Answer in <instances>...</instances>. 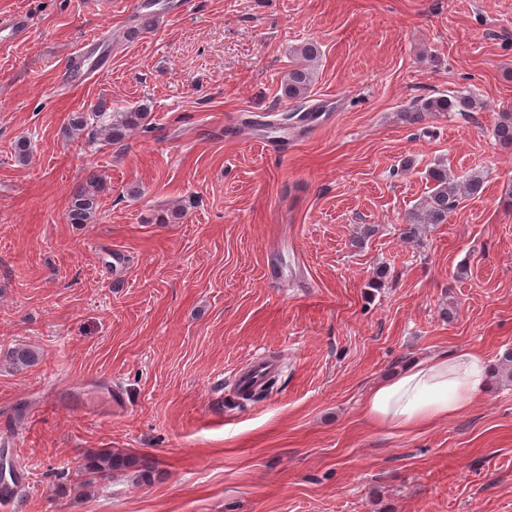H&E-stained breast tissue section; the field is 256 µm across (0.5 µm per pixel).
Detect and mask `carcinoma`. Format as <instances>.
<instances>
[{"label":"carcinoma","mask_w":512,"mask_h":512,"mask_svg":"<svg viewBox=\"0 0 512 512\" xmlns=\"http://www.w3.org/2000/svg\"><path fill=\"white\" fill-rule=\"evenodd\" d=\"M305 64L293 68L283 85V96L288 99H297L305 96L313 82L314 72L311 63L315 62L320 51L313 42H306L296 49ZM465 112L472 109V102L466 96L438 97L427 101L423 110L426 112H450L452 110ZM149 112L143 107L133 112H123L112 118V123L103 128L105 138L109 142L123 140L127 132L144 126ZM495 141L502 147H512V116L506 115L494 129ZM434 182V188L429 201L413 213L409 226L403 229V234L411 236L417 233L420 224H443L448 220V212L454 206L457 196L464 193L469 196L478 194L483 188V179L480 174L473 173L465 183L459 184L448 175V169L439 164L429 171ZM102 178L92 172L86 184L76 188L70 197L67 210V220L71 224L92 223L100 206L99 193ZM136 462V459L119 453L104 451L87 458L85 469L100 480L112 478V473L120 471Z\"/></svg>","instance_id":"cac0c4a2"}]
</instances>
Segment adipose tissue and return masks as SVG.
I'll return each mask as SVG.
<instances>
[{
	"instance_id": "obj_1",
	"label": "adipose tissue",
	"mask_w": 512,
	"mask_h": 512,
	"mask_svg": "<svg viewBox=\"0 0 512 512\" xmlns=\"http://www.w3.org/2000/svg\"><path fill=\"white\" fill-rule=\"evenodd\" d=\"M484 376V359L475 351L435 354L372 388L365 411L379 425L411 430L468 408Z\"/></svg>"
}]
</instances>
